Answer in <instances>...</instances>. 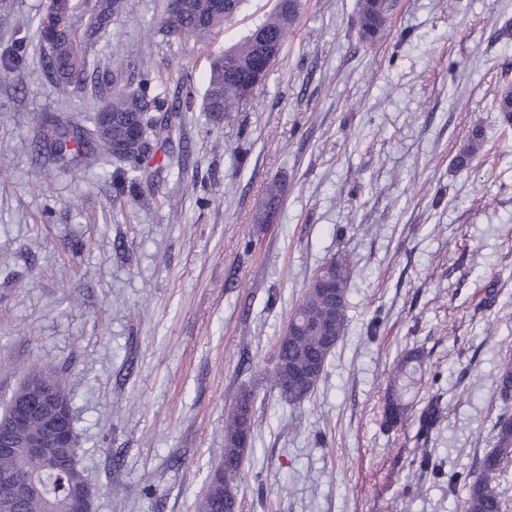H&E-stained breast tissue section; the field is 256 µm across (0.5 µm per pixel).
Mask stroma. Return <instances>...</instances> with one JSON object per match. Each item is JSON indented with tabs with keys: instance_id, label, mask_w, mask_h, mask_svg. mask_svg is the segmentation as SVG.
Masks as SVG:
<instances>
[{
	"instance_id": "1",
	"label": "stroma",
	"mask_w": 512,
	"mask_h": 512,
	"mask_svg": "<svg viewBox=\"0 0 512 512\" xmlns=\"http://www.w3.org/2000/svg\"><path fill=\"white\" fill-rule=\"evenodd\" d=\"M163 2L120 0L88 46L100 70L146 66L195 99L167 166L119 195L39 151L45 115L94 102L46 73L45 0H0V411L35 364L56 370L92 512H196L245 389L241 512H454L446 473L489 449L512 358V124L492 108L512 89V0H395L373 43L356 0H301L268 80L218 125L199 104L207 56L276 0H248L206 49L166 41ZM477 123L483 143L457 166ZM341 251L346 333L294 406L272 385L277 338ZM491 280L499 300L479 310ZM414 347L415 404L443 406L427 450L444 475L419 482L416 425H381L389 373Z\"/></svg>"
}]
</instances>
